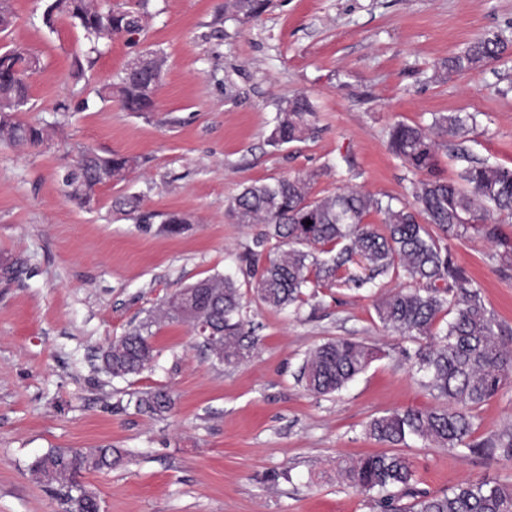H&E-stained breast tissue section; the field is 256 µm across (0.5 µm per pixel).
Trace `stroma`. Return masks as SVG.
Here are the masks:
<instances>
[{
    "mask_svg": "<svg viewBox=\"0 0 512 512\" xmlns=\"http://www.w3.org/2000/svg\"><path fill=\"white\" fill-rule=\"evenodd\" d=\"M47 2L11 0L14 23L0 34V47L39 57L21 117L48 130L36 148L0 143V269L12 270L0 278V512H63L33 462L53 448L101 446L124 453L83 478L101 512H373L339 462L387 452L366 434L374 417L436 404L414 369L417 342L375 311L397 279L331 288L296 310L266 307L242 286L257 344L237 364L218 362L185 323L155 328L156 356L138 376L112 377L100 355L176 289L235 272L265 230L229 211L248 184L299 175L315 198L354 189L411 201L415 176L390 151L389 129L454 112L476 114L477 125L442 141L443 176L457 177L461 150L512 168V0H266L250 17L232 0H149L137 43L104 41L94 53L69 19L45 24ZM492 35L509 45L502 59L444 68ZM148 50L166 58L155 110L101 98ZM88 53L93 65L73 78L74 58ZM300 94L316 109L312 134L271 145L278 113ZM88 147L138 165L81 206L63 177ZM174 215L176 234L166 226ZM448 247L512 342V264L473 228ZM336 338L381 353L340 392L312 394L299 369ZM155 389L173 409L137 412L133 399ZM510 424L512 382L478 411L475 436ZM397 451L421 492L484 478L512 485V458L419 440Z\"/></svg>",
    "mask_w": 512,
    "mask_h": 512,
    "instance_id": "1",
    "label": "stroma"
}]
</instances>
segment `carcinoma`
<instances>
[{
  "label": "carcinoma",
  "mask_w": 512,
  "mask_h": 512,
  "mask_svg": "<svg viewBox=\"0 0 512 512\" xmlns=\"http://www.w3.org/2000/svg\"><path fill=\"white\" fill-rule=\"evenodd\" d=\"M145 14L143 2L135 9L105 12L99 0H49L44 21L50 25L54 17L67 16L94 51L101 41L142 33ZM507 49L497 36L480 38L448 57L443 66L458 72L476 69ZM27 56L10 48L0 51V100L7 103L0 111V142L36 147L45 142L46 130L19 117L29 101ZM164 65L161 53L139 54L135 73L122 70L102 88V98L117 97L127 112L154 111ZM313 114L306 96L288 101L270 142L281 146L302 141L311 130ZM475 122V115L458 112L434 117L432 127L441 136L458 137ZM388 146L410 170L424 174L414 186L411 205L395 206L390 199L356 190L312 198L301 177L246 186L231 211L238 223L264 224L267 229L240 257L239 272L254 286L259 302L279 310L303 302L308 290L332 288L341 280L357 287L378 277L399 280L398 289L376 305L377 317L403 336L429 340L416 354L417 372L441 404L389 411L369 423L367 435L393 446L416 438L440 448L512 458V430L497 438L474 439L476 411L512 379V346L501 339V326L485 308L480 285L455 264L447 244L460 230L479 224L487 240L504 248L503 257L512 258V240L493 219L495 213L503 221L512 217V169L475 163L464 167L458 179H445L438 172L439 143L427 129L404 122L391 127ZM134 165L129 156L88 149L63 183L72 199L88 204L97 187L123 180ZM371 211L384 215L382 229L364 223ZM433 226L439 234L431 231ZM273 239L285 248L272 251ZM244 309L235 277L199 280L189 286L187 301L170 295L158 314L114 341L102 356L104 369L114 378L140 374L155 357L150 328L166 322L193 325L195 312L208 315L223 332L210 352L222 362L237 363L254 347ZM375 355L374 348L349 339L327 341L309 353L299 382L313 394L339 392ZM172 405L162 389L135 400L138 411L152 415H162ZM122 457L120 449L110 446L54 448L38 457L32 469L59 486L65 512H100L96 496L81 478L111 469ZM343 473L353 488L378 494L375 505L380 512H512V485L497 481L466 482L442 495L415 493L413 462L400 453L361 457ZM404 496L413 498L406 508L398 506Z\"/></svg>",
  "instance_id": "1"
}]
</instances>
